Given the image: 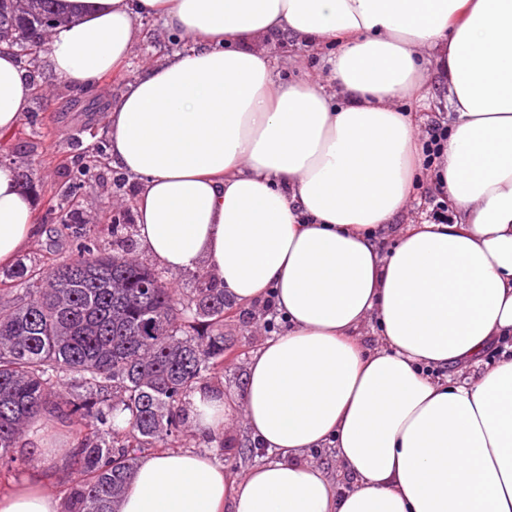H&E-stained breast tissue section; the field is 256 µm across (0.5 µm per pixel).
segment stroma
I'll return each instance as SVG.
<instances>
[{
  "mask_svg": "<svg viewBox=\"0 0 512 512\" xmlns=\"http://www.w3.org/2000/svg\"><path fill=\"white\" fill-rule=\"evenodd\" d=\"M139 40L123 68L91 86L67 85L51 76L45 55L23 59L22 69L36 78L22 122L10 132H0V163L13 165L24 174L23 186L30 194L38 226L36 236L7 266H0V299L11 300L23 294L25 285L17 272L33 264L56 263L73 256L80 243L91 240L102 250H111L116 237L135 243L138 181L115 169L106 152V111L116 103L127 81L146 64H159L175 52L176 32L158 17L136 21ZM268 49L279 61L275 71L283 80H304L326 73L325 62L337 51L335 44L307 47L285 37L270 40ZM426 100L406 99L402 107L426 117L427 121L447 122V88L435 73L426 76ZM84 186L77 193L72 223H62L53 210V196L62 186L75 180ZM142 255L141 246L133 248ZM271 321L276 331H283L284 321L277 311L266 310L264 303L231 306L224 315V366L204 380V387L222 388L226 397L237 395L246 367L268 335L264 321ZM44 434L29 432L25 438V462L8 480L0 481V490L33 476L52 471L49 491L65 500V491L73 480L70 451L79 427L76 423L43 419ZM185 449L211 455L224 465L231 478L267 459L265 449L252 447L246 437L241 412H234L221 432L203 436L193 425H186Z\"/></svg>",
  "mask_w": 512,
  "mask_h": 512,
  "instance_id": "35a3bbf8",
  "label": "stroma"
}]
</instances>
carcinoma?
Wrapping results in <instances>:
<instances>
[{"label":"carcinoma","mask_w":512,"mask_h":512,"mask_svg":"<svg viewBox=\"0 0 512 512\" xmlns=\"http://www.w3.org/2000/svg\"><path fill=\"white\" fill-rule=\"evenodd\" d=\"M54 0H0V46L35 56L62 23ZM75 183L56 211L71 214ZM31 287L0 303V471L20 461L30 427L53 415L81 428L65 512H117L142 454L177 448L183 402L224 364L230 302L200 270L170 287L128 250L85 244L68 261L25 269Z\"/></svg>","instance_id":"carcinoma-1"}]
</instances>
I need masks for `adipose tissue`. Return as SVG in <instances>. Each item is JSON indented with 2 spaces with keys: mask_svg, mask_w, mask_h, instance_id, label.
Returning <instances> with one entry per match:
<instances>
[{
  "mask_svg": "<svg viewBox=\"0 0 512 512\" xmlns=\"http://www.w3.org/2000/svg\"><path fill=\"white\" fill-rule=\"evenodd\" d=\"M47 63L86 85L131 54L135 20L191 43L146 66L107 115L113 164L140 180L142 249L202 270L228 299L273 294L286 330L246 369L239 404L272 460L230 479L207 454L143 459L120 512H512V0H57ZM336 43L326 82L283 83L272 35ZM444 77L451 125L432 170L420 120L399 107ZM33 88L0 50V130ZM429 177L450 224L376 243ZM35 233L30 197L0 164V265ZM381 327L363 347L359 330ZM470 364L465 379H440ZM186 416L223 429L222 390ZM349 477L310 462L323 444ZM43 475L0 492V512H59Z\"/></svg>",
  "mask_w": 512,
  "mask_h": 512,
  "instance_id": "ef3b65f1",
  "label": "adipose tissue"
}]
</instances>
